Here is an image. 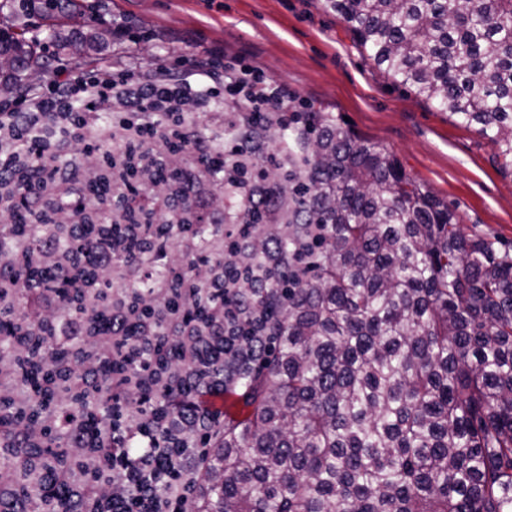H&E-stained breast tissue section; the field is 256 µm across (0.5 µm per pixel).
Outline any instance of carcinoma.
<instances>
[{
    "instance_id": "cac0c4a2",
    "label": "carcinoma",
    "mask_w": 512,
    "mask_h": 512,
    "mask_svg": "<svg viewBox=\"0 0 512 512\" xmlns=\"http://www.w3.org/2000/svg\"><path fill=\"white\" fill-rule=\"evenodd\" d=\"M386 74L479 132L512 165V0H322ZM21 0L0 27V93L20 90L45 68L37 41L15 31ZM54 32L72 55L106 40ZM260 168L281 199L277 224H252L224 255L232 302L225 329L189 357L169 338L176 367L217 379L201 403L235 398L224 432L199 474L190 512H512V253L466 236L448 203L407 174L379 144L330 113L290 127ZM193 224L200 247L239 228ZM21 277L78 293L37 267ZM267 321L256 358L245 320ZM18 359L16 383L38 387L67 351L48 338ZM13 353V324L0 320V358ZM36 402L0 416V467L17 476L18 508L66 512L30 459L66 447L62 432L23 448L15 422L39 417ZM112 410L108 375L97 411ZM60 453V452H58ZM68 459L67 452L60 453Z\"/></svg>"
}]
</instances>
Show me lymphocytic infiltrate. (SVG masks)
<instances>
[{
	"label": "lymphocytic infiltrate",
	"instance_id": "f902f5d3",
	"mask_svg": "<svg viewBox=\"0 0 512 512\" xmlns=\"http://www.w3.org/2000/svg\"><path fill=\"white\" fill-rule=\"evenodd\" d=\"M47 66L49 86L32 82L0 96V213L14 215L21 194L29 223L43 227L37 245L22 243L0 256V266L12 269L0 277V316L14 322L16 356L47 335L65 342L68 370L51 389L90 407L103 358L113 353L118 421L97 422L90 411L88 429L67 422L55 406L23 424L22 436L36 444L66 427L76 460L61 464L40 456L32 465L57 484L75 512H85L91 484L98 487L94 499L122 504L125 512H146L156 503L166 512H184L224 422L186 397L164 407L187 380L161 358L159 338L180 340L191 350L224 334V250L200 256L189 227L224 221V172L216 169L208 179L206 166L223 150H252L247 138L212 140L203 125L234 112L247 129H267L272 120L284 125L292 115L302 127L314 106L246 56L220 47L171 62L119 53L89 69L52 59ZM46 153L57 163L43 173L35 161ZM172 172L181 178L166 193L147 190L148 179ZM73 212L81 223L67 222ZM172 241L183 261L155 277ZM31 265L81 282L83 293L64 303L54 289L43 288L35 314L5 312L4 301L34 290L16 274ZM143 282L148 291L134 297L132 286ZM91 310L103 313L106 323H93ZM137 427L154 430L157 441L175 449L177 464L164 469L151 448L130 453ZM189 432L200 446L188 453L180 444Z\"/></svg>",
	"mask_w": 512,
	"mask_h": 512
}]
</instances>
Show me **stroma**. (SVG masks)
Wrapping results in <instances>:
<instances>
[{
    "mask_svg": "<svg viewBox=\"0 0 512 512\" xmlns=\"http://www.w3.org/2000/svg\"><path fill=\"white\" fill-rule=\"evenodd\" d=\"M78 0L67 15L27 17L28 38L54 54L50 30L133 26L124 51L165 53L191 39L244 52L274 79L288 82L316 108L347 117V129L391 152L410 176L446 201L463 232L512 250V167L477 126L452 120L399 86L356 45L346 25L322 0Z\"/></svg>",
    "mask_w": 512,
    "mask_h": 512,
    "instance_id": "obj_1",
    "label": "stroma"
}]
</instances>
